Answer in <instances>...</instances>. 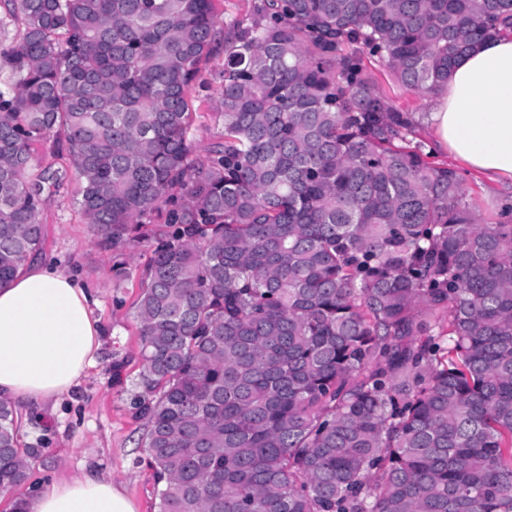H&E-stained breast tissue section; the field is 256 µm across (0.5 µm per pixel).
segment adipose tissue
Listing matches in <instances>:
<instances>
[{
    "instance_id": "adipose-tissue-1",
    "label": "adipose tissue",
    "mask_w": 512,
    "mask_h": 512,
    "mask_svg": "<svg viewBox=\"0 0 512 512\" xmlns=\"http://www.w3.org/2000/svg\"><path fill=\"white\" fill-rule=\"evenodd\" d=\"M428 121L437 147L490 182H512V37L486 41L457 61ZM95 304L76 277L42 260L0 286V398L28 409L79 387L103 334ZM19 508L138 512L123 484L99 474L45 481Z\"/></svg>"
}]
</instances>
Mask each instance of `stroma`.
<instances>
[{
	"label": "stroma",
	"mask_w": 512,
	"mask_h": 512,
	"mask_svg": "<svg viewBox=\"0 0 512 512\" xmlns=\"http://www.w3.org/2000/svg\"><path fill=\"white\" fill-rule=\"evenodd\" d=\"M368 73L381 92L399 107L413 112L419 139L431 142L427 122L434 98L415 94L394 85L384 67L366 59ZM224 67L223 49L201 64L202 84L190 95L193 124L190 139L192 157L204 161L221 127L214 114L218 109L219 73ZM52 141L38 145L33 166L53 165L67 175L60 188L46 190L39 212L45 242L38 256L56 262L92 289L99 301L96 314L104 326L97 352V365L82 385L56 405L33 412L29 423L33 433L28 445L41 448L42 458L29 481L41 484L49 478L69 481L88 473L109 474L123 483L135 499L139 512H154L152 471L146 463L145 420L137 418L133 405L135 384L144 370L139 355V319L136 303L142 290L145 269L152 255V243L143 238L123 252L105 249L98 242L79 205L80 181L67 171L65 159L54 157ZM437 163L456 169L462 178L465 202L481 223L498 221L504 204L512 203V186L489 185L481 174L463 168L449 152L441 151ZM124 261L128 275L118 280L112 265Z\"/></svg>",
	"instance_id": "1"
}]
</instances>
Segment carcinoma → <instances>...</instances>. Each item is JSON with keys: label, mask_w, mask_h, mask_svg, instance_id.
Returning <instances> with one entry per match:
<instances>
[{"label": "carcinoma", "mask_w": 512, "mask_h": 512, "mask_svg": "<svg viewBox=\"0 0 512 512\" xmlns=\"http://www.w3.org/2000/svg\"><path fill=\"white\" fill-rule=\"evenodd\" d=\"M12 0L0 285L43 245L56 134L109 250L170 201L137 302L155 512H512V203L480 224L361 54L431 93L512 0ZM224 44L222 139L188 94ZM0 400V488L25 484ZM259 0H217L215 6L220 17V23H224V17H236L244 19L250 15L253 10L254 3Z\"/></svg>", "instance_id": "cac0c4a2"}]
</instances>
